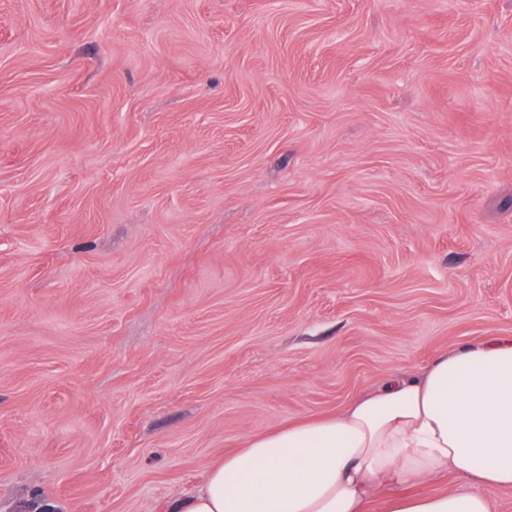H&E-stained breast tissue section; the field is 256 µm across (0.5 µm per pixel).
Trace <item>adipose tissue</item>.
Instances as JSON below:
<instances>
[{
  "mask_svg": "<svg viewBox=\"0 0 512 512\" xmlns=\"http://www.w3.org/2000/svg\"><path fill=\"white\" fill-rule=\"evenodd\" d=\"M489 488L512 491V336L477 339L335 414L249 437L174 512H496Z\"/></svg>",
  "mask_w": 512,
  "mask_h": 512,
  "instance_id": "1",
  "label": "adipose tissue"
}]
</instances>
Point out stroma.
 <instances>
[{
    "label": "stroma",
    "mask_w": 512,
    "mask_h": 512,
    "mask_svg": "<svg viewBox=\"0 0 512 512\" xmlns=\"http://www.w3.org/2000/svg\"><path fill=\"white\" fill-rule=\"evenodd\" d=\"M490 336L512 0H0V512H169Z\"/></svg>",
    "instance_id": "35a3bbf8"
}]
</instances>
